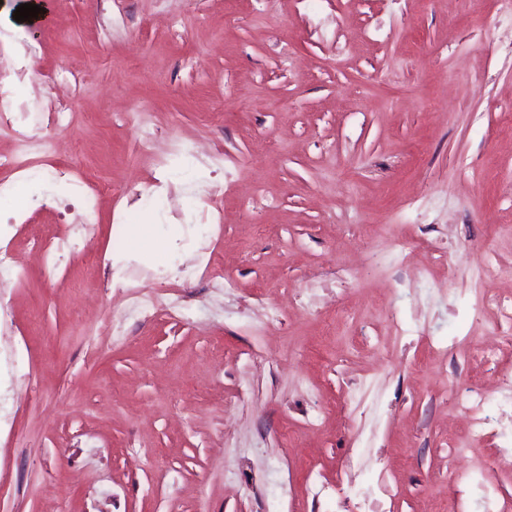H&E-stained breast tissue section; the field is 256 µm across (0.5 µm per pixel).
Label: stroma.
Instances as JSON below:
<instances>
[{
  "mask_svg": "<svg viewBox=\"0 0 512 512\" xmlns=\"http://www.w3.org/2000/svg\"><path fill=\"white\" fill-rule=\"evenodd\" d=\"M23 2L0 0V78L112 193L87 220L66 187L48 201L0 170V209L26 212L0 248L29 268L0 270V512H512V457L477 469L512 416L489 403L470 441L445 404L512 376L501 288L474 277L489 256L512 271L499 0H52L18 22ZM84 226L104 264L67 253L47 278L31 233ZM214 252L234 288L189 278ZM386 296L401 328L374 312Z\"/></svg>",
  "mask_w": 512,
  "mask_h": 512,
  "instance_id": "stroma-1",
  "label": "stroma"
}]
</instances>
